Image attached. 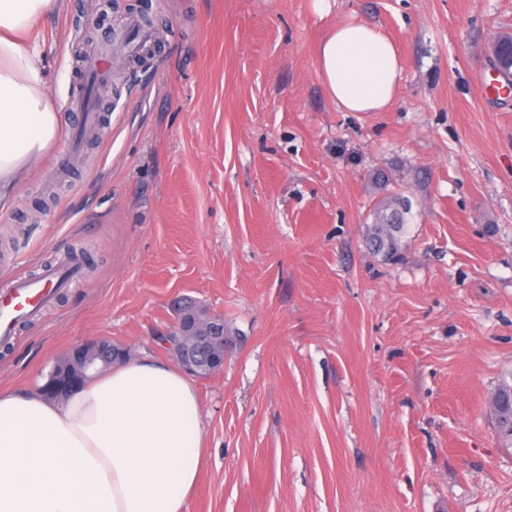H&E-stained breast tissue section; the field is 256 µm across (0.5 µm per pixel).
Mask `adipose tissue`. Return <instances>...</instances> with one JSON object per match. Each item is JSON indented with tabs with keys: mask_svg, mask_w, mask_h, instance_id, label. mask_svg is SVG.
I'll use <instances>...</instances> for the list:
<instances>
[{
	"mask_svg": "<svg viewBox=\"0 0 512 512\" xmlns=\"http://www.w3.org/2000/svg\"><path fill=\"white\" fill-rule=\"evenodd\" d=\"M65 0H0V201L38 172L62 117L34 28ZM321 82L345 112H382L402 62L364 21L334 26L317 48ZM207 461L199 398L151 357L104 372L62 401L0 389V512H184Z\"/></svg>",
	"mask_w": 512,
	"mask_h": 512,
	"instance_id": "adipose-tissue-1",
	"label": "adipose tissue"
}]
</instances>
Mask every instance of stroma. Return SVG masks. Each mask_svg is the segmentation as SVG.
Returning a JSON list of instances; mask_svg holds the SVG:
<instances>
[{
    "mask_svg": "<svg viewBox=\"0 0 512 512\" xmlns=\"http://www.w3.org/2000/svg\"><path fill=\"white\" fill-rule=\"evenodd\" d=\"M133 17L149 52L112 71L110 135L0 204V291L82 266L0 337V387L40 390L81 342L169 360L187 301L228 343L192 381L208 459L185 512H512L491 407L512 376V95L479 86L512 0H66L40 28L62 139L83 36ZM352 19L400 49L387 111H342L319 79ZM390 192L411 212L385 262L365 226Z\"/></svg>",
    "mask_w": 512,
    "mask_h": 512,
    "instance_id": "stroma-1",
    "label": "stroma"
}]
</instances>
